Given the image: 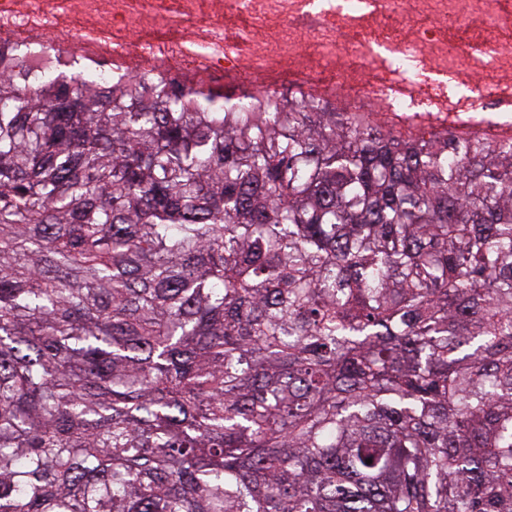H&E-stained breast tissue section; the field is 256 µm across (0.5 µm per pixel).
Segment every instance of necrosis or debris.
Instances as JSON below:
<instances>
[{
	"instance_id": "necrosis-or-debris-1",
	"label": "necrosis or debris",
	"mask_w": 512,
	"mask_h": 512,
	"mask_svg": "<svg viewBox=\"0 0 512 512\" xmlns=\"http://www.w3.org/2000/svg\"><path fill=\"white\" fill-rule=\"evenodd\" d=\"M463 21L493 38L458 35ZM0 51L32 77L67 67L104 90L139 74L404 128L512 131V0H0Z\"/></svg>"
}]
</instances>
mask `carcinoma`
<instances>
[{"label": "carcinoma", "mask_w": 512, "mask_h": 512, "mask_svg": "<svg viewBox=\"0 0 512 512\" xmlns=\"http://www.w3.org/2000/svg\"><path fill=\"white\" fill-rule=\"evenodd\" d=\"M43 84L0 76V512H512V136Z\"/></svg>", "instance_id": "carcinoma-1"}]
</instances>
